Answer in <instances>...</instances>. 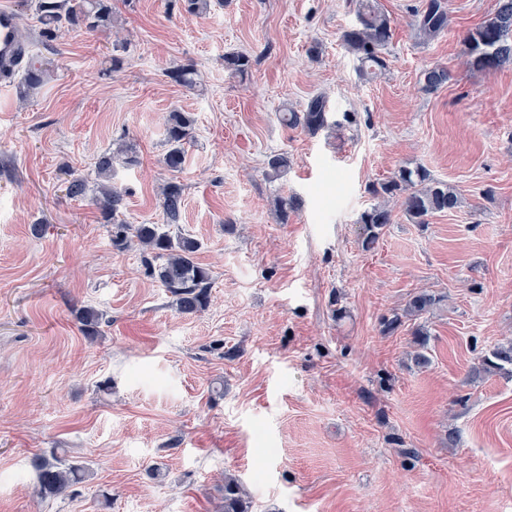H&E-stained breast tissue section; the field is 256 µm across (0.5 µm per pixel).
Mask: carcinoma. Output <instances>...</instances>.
Wrapping results in <instances>:
<instances>
[{"instance_id": "cac0c4a2", "label": "carcinoma", "mask_w": 512, "mask_h": 512, "mask_svg": "<svg viewBox=\"0 0 512 512\" xmlns=\"http://www.w3.org/2000/svg\"><path fill=\"white\" fill-rule=\"evenodd\" d=\"M38 12L42 34L52 36L62 26L94 32L112 27L111 0H38ZM451 22L448 0H422L415 10L414 29L418 39L426 43L448 30ZM392 39L390 17L379 9L376 0H356V22L348 28L342 41L345 49L363 67L383 69L382 51ZM464 64L482 71H495L507 64L512 65V0H498L496 11L470 32L465 40ZM32 74L24 78L27 88L41 85L50 69L43 60L30 58ZM251 58L245 53L224 56V67L238 76L248 74ZM172 81L185 87L195 86V72L190 65H179L169 71ZM450 79L448 70L432 67L424 72L423 90L432 92ZM283 124L298 127L315 134L330 126L327 100L322 95L312 97L301 112L287 111L280 115ZM195 119L188 112L175 110L169 113L165 125L163 163L172 172L182 170L185 163V145L192 138ZM124 158L134 162L128 149L121 148L114 154H102L96 161V173L102 179L98 184L96 204L103 220L113 225L112 242L120 248H128L132 242L154 251L163 262L151 270V274L173 297L176 309L182 314H194L203 310L209 302L211 271L194 261L199 242L182 234L174 236L170 227L182 218V187L168 183L163 188V223L131 225L119 219L124 195L112 186L114 161ZM288 153L281 152L268 157V174L277 176L288 169ZM369 192L377 202L362 211L357 223L363 225L365 237L362 247L370 250L378 242L383 229L393 223L391 203L400 204L407 220L412 224H425L429 216L453 210L460 205V196L454 186L435 179L422 167L400 168L391 177L372 184ZM437 302L431 293L420 292L406 303L402 313L385 322V331L392 333L405 321L419 319ZM103 314L88 307L76 311V319L88 336L98 334ZM512 365V342L494 348L491 356L482 360L478 371L489 373ZM37 475L39 492L44 497L61 496L74 485L87 478L84 466L67 463L39 454L30 459ZM223 512H251V501L233 477L224 478Z\"/></svg>"}]
</instances>
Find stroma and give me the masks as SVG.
I'll return each mask as SVG.
<instances>
[{
  "label": "stroma",
  "mask_w": 512,
  "mask_h": 512,
  "mask_svg": "<svg viewBox=\"0 0 512 512\" xmlns=\"http://www.w3.org/2000/svg\"><path fill=\"white\" fill-rule=\"evenodd\" d=\"M377 3L393 36L368 78L342 46L350 0H210L196 16L112 0L109 29L52 41L37 0H0L54 69L0 88V512H222L228 475L251 512H512V372L477 371L512 338V67L462 63L496 0H449L426 44L421 0ZM233 52L248 75L225 69ZM183 64L196 87L169 78ZM435 66L450 78L424 92ZM317 94L341 128L281 123ZM174 110L195 119L179 172L162 164ZM121 144L137 158L112 170L128 223L161 222L163 185L183 189L171 232L212 273L198 313L177 311L152 253L112 245L95 161ZM280 152L290 167L268 177ZM403 165L461 205L424 224L395 210L363 249L368 188ZM68 174L85 197L67 196ZM287 194L301 205L283 222ZM421 291L440 298L422 317L425 367L410 326L383 331ZM81 306L102 313L99 336ZM55 448L92 475L43 499L29 459ZM414 29L418 39L426 43L448 31L451 22L447 0H423L414 14Z\"/></svg>",
  "instance_id": "35a3bbf8"
}]
</instances>
